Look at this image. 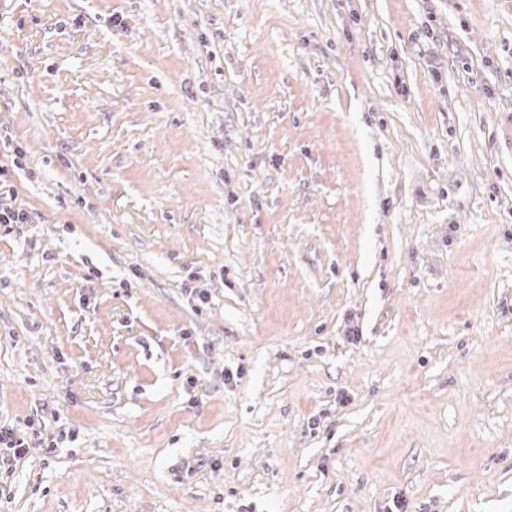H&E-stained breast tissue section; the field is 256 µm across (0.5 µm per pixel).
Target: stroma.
<instances>
[{"mask_svg":"<svg viewBox=\"0 0 512 512\" xmlns=\"http://www.w3.org/2000/svg\"><path fill=\"white\" fill-rule=\"evenodd\" d=\"M0 512H512V0H0ZM26 446L24 441L15 438L14 433L9 428L0 427V460L7 458V461H18L25 456Z\"/></svg>","mask_w":512,"mask_h":512,"instance_id":"obj_1","label":"stroma"}]
</instances>
